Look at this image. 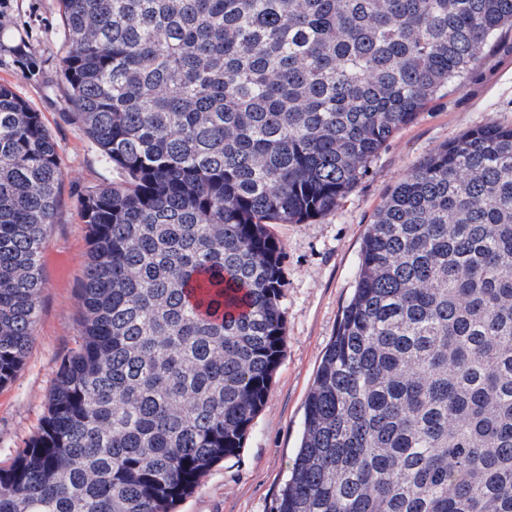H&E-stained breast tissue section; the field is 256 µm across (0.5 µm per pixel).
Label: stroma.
<instances>
[{"label": "stroma", "instance_id": "35a3bbf8", "mask_svg": "<svg viewBox=\"0 0 512 512\" xmlns=\"http://www.w3.org/2000/svg\"><path fill=\"white\" fill-rule=\"evenodd\" d=\"M60 0H9L0 10V84L40 112L58 146L59 205L40 266L45 286L27 358L0 388V466L37 434L61 359L79 341V288L88 261L82 196L122 178L73 121L62 59ZM490 122L512 125V29L487 45L464 86L440 96L395 134L335 210L302 224H273L282 249L285 352L265 404L235 457L216 464L176 512H269L294 458L306 397L336 334L358 271L365 232L387 192L424 157Z\"/></svg>", "mask_w": 512, "mask_h": 512}]
</instances>
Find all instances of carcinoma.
<instances>
[{
  "label": "carcinoma",
  "instance_id": "obj_1",
  "mask_svg": "<svg viewBox=\"0 0 512 512\" xmlns=\"http://www.w3.org/2000/svg\"><path fill=\"white\" fill-rule=\"evenodd\" d=\"M72 116L123 179L81 200L82 341L0 512H174L243 448L281 360L270 224L336 209L459 89L512 0H61ZM63 172L0 85V388L37 323ZM270 512H512V126L383 200Z\"/></svg>",
  "mask_w": 512,
  "mask_h": 512
}]
</instances>
